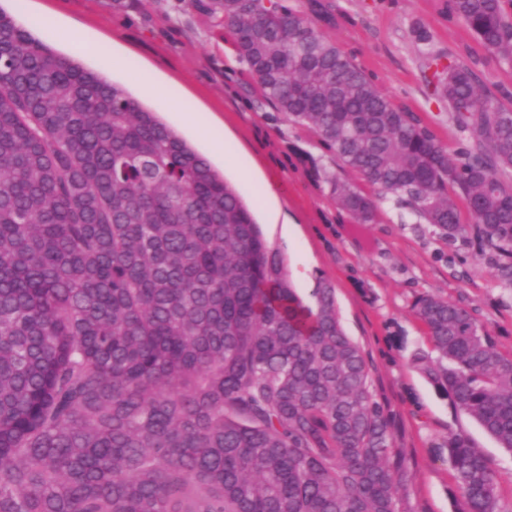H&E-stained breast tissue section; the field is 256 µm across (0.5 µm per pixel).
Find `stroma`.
<instances>
[{
	"instance_id": "stroma-1",
	"label": "stroma",
	"mask_w": 512,
	"mask_h": 512,
	"mask_svg": "<svg viewBox=\"0 0 512 512\" xmlns=\"http://www.w3.org/2000/svg\"><path fill=\"white\" fill-rule=\"evenodd\" d=\"M347 18L333 29L392 101L412 102L436 126L448 125V109L428 87L409 30L423 20L434 32L432 48L455 53L468 34L463 24L439 18L432 0H337ZM0 10L24 24L37 13L54 15L124 56L87 55L78 43L60 41L48 28L38 40L123 87L194 150L208 149L191 131L209 127L214 139L232 132L247 151H226L211 166L254 213L269 246L281 252L303 296L327 284L346 333L358 342L374 374L373 390L389 418L392 466L413 475L403 494L405 512H454L449 475V434L467 435L500 476L502 507L512 512V454L414 368V355L431 352L414 305L438 295L471 308L478 324L503 349L512 348V288L495 277L496 253L474 228L447 240L409 211L387 202L378 223L357 224L336 205L335 183L348 181L335 153L283 113L262 101L241 69L226 70L229 47L215 19L186 0H0ZM170 81L167 97L140 90L147 71ZM181 100L171 112L168 97ZM252 159L268 176L283 206L298 221V238L283 237L259 211L262 183L244 181L240 168Z\"/></svg>"
}]
</instances>
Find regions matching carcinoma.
I'll return each instance as SVG.
<instances>
[{
    "label": "carcinoma",
    "mask_w": 512,
    "mask_h": 512,
    "mask_svg": "<svg viewBox=\"0 0 512 512\" xmlns=\"http://www.w3.org/2000/svg\"><path fill=\"white\" fill-rule=\"evenodd\" d=\"M260 97L335 152L358 224L381 202L474 226L512 288V93L468 44L425 54L454 156L325 33L335 0H190ZM512 0L439 13L512 69ZM308 304L233 188L122 87L0 10V512H403L411 473L333 289ZM414 362L512 452V350L418 301ZM455 512H503L498 472L448 437Z\"/></svg>",
    "instance_id": "carcinoma-1"
}]
</instances>
